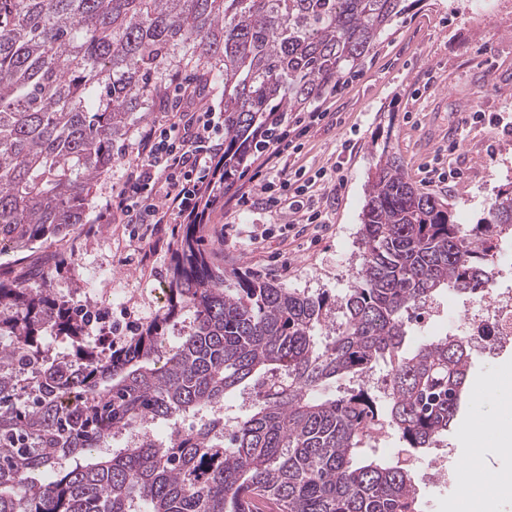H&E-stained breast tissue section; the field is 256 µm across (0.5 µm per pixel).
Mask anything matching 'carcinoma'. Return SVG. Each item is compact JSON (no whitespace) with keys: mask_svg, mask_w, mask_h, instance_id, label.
<instances>
[{"mask_svg":"<svg viewBox=\"0 0 512 512\" xmlns=\"http://www.w3.org/2000/svg\"><path fill=\"white\" fill-rule=\"evenodd\" d=\"M401 3L0 0V250L84 223L112 141L147 119L151 79L171 66L224 86L215 188H231L285 113L362 66ZM507 235L512 194L466 230L385 151L341 298L214 266L197 224L174 242L166 305L119 346L87 341L95 307L78 315L48 282L0 276V512H418L411 469L358 446L383 427L418 452L448 433L470 347L439 336L407 352L404 314L443 290L478 294ZM47 336L69 351L50 353ZM379 361L384 409L330 392ZM245 391L248 414L212 413ZM148 423L168 436L112 447Z\"/></svg>","mask_w":512,"mask_h":512,"instance_id":"carcinoma-1","label":"carcinoma"}]
</instances>
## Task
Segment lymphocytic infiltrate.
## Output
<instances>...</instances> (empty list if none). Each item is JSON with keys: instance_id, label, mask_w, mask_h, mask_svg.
Listing matches in <instances>:
<instances>
[{"instance_id": "f902f5d3", "label": "lymphocytic infiltrate", "mask_w": 512, "mask_h": 512, "mask_svg": "<svg viewBox=\"0 0 512 512\" xmlns=\"http://www.w3.org/2000/svg\"><path fill=\"white\" fill-rule=\"evenodd\" d=\"M167 90H182L180 101L168 103L167 90L160 93L159 109L167 128H141L126 162L125 180L112 198L111 207L125 224H206L216 208L207 201L215 182V167L224 154V115L198 106L202 86L188 81L182 70L167 75ZM327 112H294L278 139L262 149L256 176L258 186L241 187L229 199L233 206L248 209L262 206L275 212L281 207L296 209L289 190L307 193L299 170L290 158L300 153L302 141L327 125Z\"/></svg>"}]
</instances>
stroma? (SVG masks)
I'll return each mask as SVG.
<instances>
[{
  "instance_id": "obj_1",
  "label": "stroma",
  "mask_w": 512,
  "mask_h": 512,
  "mask_svg": "<svg viewBox=\"0 0 512 512\" xmlns=\"http://www.w3.org/2000/svg\"><path fill=\"white\" fill-rule=\"evenodd\" d=\"M470 0H407L406 11L381 35L365 62L343 89L322 98L318 109L333 120L311 137L297 163L307 174L340 165L345 183L340 190L323 183L314 188V202L326 211L323 226L296 223L292 211L261 209L216 211L200 233L212 263L273 277L309 293L343 295L359 263L357 238L370 167L383 149L395 151L423 191L446 198L457 223L469 228L482 223L499 196L512 193V135L502 130L512 122V0H496L495 11L472 15ZM479 113L469 122L470 113ZM135 134L114 142L112 165L96 182L86 218L61 236L15 251H0V272L30 285L49 281L55 292L78 304L98 303L107 316L130 307L138 322L151 316L150 303L134 287L148 281L167 286V269L176 225L159 233L148 225L103 224L99 217L120 185L127 151ZM351 143L344 151L343 143ZM458 150H451V143ZM496 158H489V151ZM456 177L441 182L435 165ZM237 229L225 237V225ZM268 236L252 241L255 231ZM111 271L113 279L132 285L123 302L112 299L109 284L86 294L92 269ZM469 390L445 440L453 450L448 470L461 477L473 463L509 485L486 495L461 496L453 487L427 478L426 454L405 447L398 432L362 444L360 456L409 466L415 474L419 512H512V451H504L499 427L512 429V347L494 355L471 353ZM491 422L484 440L470 437L473 418Z\"/></svg>"
}]
</instances>
